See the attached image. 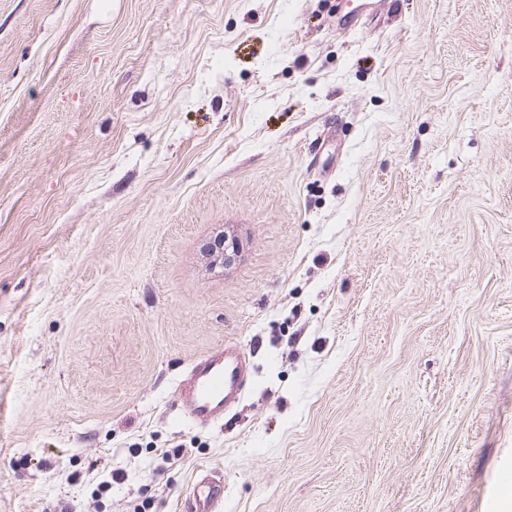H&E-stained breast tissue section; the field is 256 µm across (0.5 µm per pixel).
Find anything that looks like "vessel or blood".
Here are the masks:
<instances>
[{
    "instance_id": "b4317fda",
    "label": "vessel or blood",
    "mask_w": 512,
    "mask_h": 512,
    "mask_svg": "<svg viewBox=\"0 0 512 512\" xmlns=\"http://www.w3.org/2000/svg\"><path fill=\"white\" fill-rule=\"evenodd\" d=\"M247 373V359L234 345L221 346L198 359L177 387L181 419L201 427L223 422L225 412L243 395ZM223 497V480L202 476L186 502L187 512H215Z\"/></svg>"
}]
</instances>
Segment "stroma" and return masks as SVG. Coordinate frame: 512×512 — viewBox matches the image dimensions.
Wrapping results in <instances>:
<instances>
[{"label": "stroma", "instance_id": "35a3bbf8", "mask_svg": "<svg viewBox=\"0 0 512 512\" xmlns=\"http://www.w3.org/2000/svg\"><path fill=\"white\" fill-rule=\"evenodd\" d=\"M343 6L0 0V512H497L512 0ZM247 359L234 345H224L194 362L177 387L180 418L207 427L224 421V413L243 395ZM224 499V481L211 475L200 477L186 501L188 512H214L216 504Z\"/></svg>", "mask_w": 512, "mask_h": 512}]
</instances>
